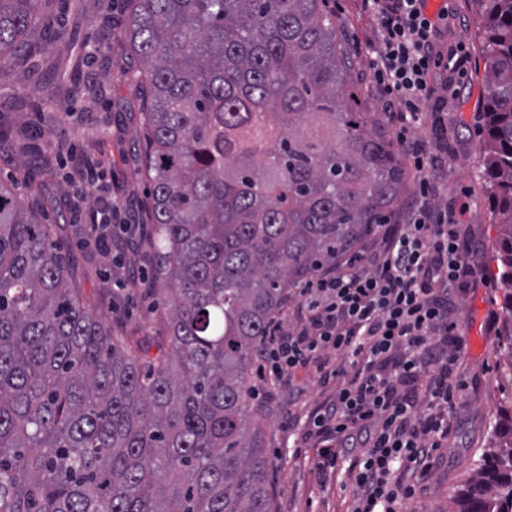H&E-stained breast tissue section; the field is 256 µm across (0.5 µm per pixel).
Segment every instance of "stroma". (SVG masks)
Wrapping results in <instances>:
<instances>
[{"instance_id": "stroma-1", "label": "stroma", "mask_w": 512, "mask_h": 512, "mask_svg": "<svg viewBox=\"0 0 512 512\" xmlns=\"http://www.w3.org/2000/svg\"><path fill=\"white\" fill-rule=\"evenodd\" d=\"M441 7L453 21L442 28L439 49L463 47L473 64L463 76H434L435 99L426 104L428 118L416 136L444 163L434 179L431 204L452 215L467 258L478 266L485 284L449 297L451 317L465 340L453 377L465 387L451 413L448 442L434 467L420 478L422 490L408 502L407 512H454L452 496L489 443L488 428L498 403L491 379L500 346L502 292L494 277L497 266L489 261L497 229L490 217L479 144L485 96L480 26L471 0H441L426 12L432 16ZM128 9L127 0H41L30 36L43 44V51L0 73V122L12 126L18 140L44 145L37 164L49 197L36 204L49 219L63 224L85 221L87 205L74 197L72 187L87 158L104 164L97 196L120 201L141 222L149 220L144 116L132 77L136 62L119 37ZM322 9L336 25L358 111L387 123L384 100L370 74L377 39L374 16L362 0H323ZM60 28L67 31L66 40L51 41V33ZM353 34L365 42L362 52L353 51ZM62 252L67 260L93 267V279L79 286L98 298L105 322L157 338L159 302L145 287L152 255L147 242L117 238L105 256L97 248H84L81 235L74 234ZM297 380L299 397H291L287 382L281 381L265 385L254 399L267 413L265 446L272 463L269 488L275 512H347L350 490L341 489L333 476L318 480L316 451L305 441L307 417L328 402L336 386L321 384L310 373L298 374Z\"/></svg>"}]
</instances>
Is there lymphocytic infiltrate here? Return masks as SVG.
<instances>
[{
  "label": "lymphocytic infiltrate",
  "instance_id": "f902f5d3",
  "mask_svg": "<svg viewBox=\"0 0 512 512\" xmlns=\"http://www.w3.org/2000/svg\"><path fill=\"white\" fill-rule=\"evenodd\" d=\"M377 21L381 47L371 62L395 140L408 155L420 208L393 217L357 257L301 285L296 327L274 321L261 358L274 380L310 370L335 383L329 402L311 417L306 437L318 451L319 478L343 474L351 512H404L416 484L395 478L396 466L426 472L449 433L452 351L463 338L448 317V295L473 287L454 221L432 208L438 164L416 138L437 71L466 73L463 48L435 50L447 12L429 18L424 0H363ZM100 250L114 233L142 234L136 214L112 204L88 213Z\"/></svg>",
  "mask_w": 512,
  "mask_h": 512
}]
</instances>
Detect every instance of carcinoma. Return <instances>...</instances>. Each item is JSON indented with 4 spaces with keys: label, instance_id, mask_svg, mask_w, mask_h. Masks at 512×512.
I'll use <instances>...</instances> for the list:
<instances>
[{
    "label": "carcinoma",
    "instance_id": "obj_1",
    "mask_svg": "<svg viewBox=\"0 0 512 512\" xmlns=\"http://www.w3.org/2000/svg\"><path fill=\"white\" fill-rule=\"evenodd\" d=\"M129 2L169 348L112 335L56 250L75 225L41 223L0 180V512H274L252 351L288 290L392 219L399 148L353 111L321 0ZM472 2L512 396V0ZM37 5L0 0V59L34 52ZM496 414L458 512H512V400Z\"/></svg>",
    "mask_w": 512,
    "mask_h": 512
}]
</instances>
